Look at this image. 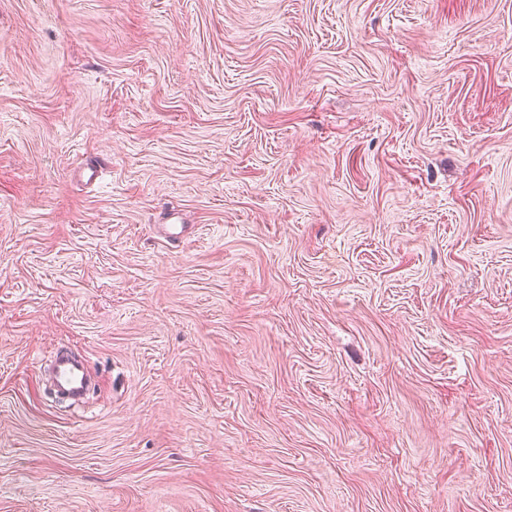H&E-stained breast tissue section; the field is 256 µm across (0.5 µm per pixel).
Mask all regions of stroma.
<instances>
[{"mask_svg":"<svg viewBox=\"0 0 512 512\" xmlns=\"http://www.w3.org/2000/svg\"><path fill=\"white\" fill-rule=\"evenodd\" d=\"M0 512H512V0H0ZM56 365V378L64 389L70 392H79L83 389V367L67 356L59 357Z\"/></svg>","mask_w":512,"mask_h":512,"instance_id":"1","label":"stroma"}]
</instances>
